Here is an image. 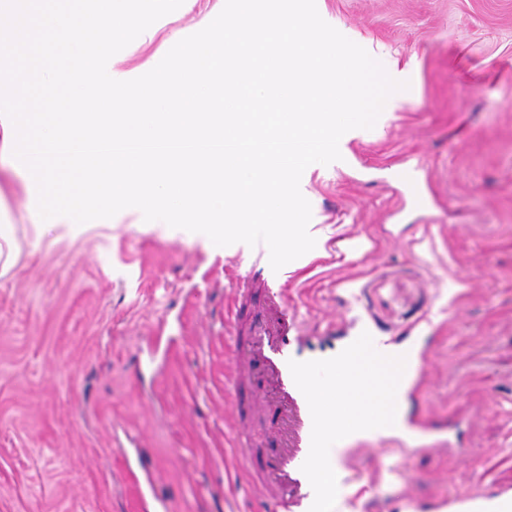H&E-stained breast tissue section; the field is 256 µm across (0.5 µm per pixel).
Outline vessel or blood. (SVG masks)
Segmentation results:
<instances>
[{"label": "vessel or blood", "mask_w": 512, "mask_h": 512, "mask_svg": "<svg viewBox=\"0 0 512 512\" xmlns=\"http://www.w3.org/2000/svg\"><path fill=\"white\" fill-rule=\"evenodd\" d=\"M267 293L268 319L233 325L229 337L234 352L232 369L226 374L224 391L234 401L228 426L233 445L245 467L246 486L265 491L258 512H309L314 491L301 470L311 444L312 418L308 403L292 378L289 360L327 359L337 353L336 344L321 336L304 335L296 310L291 309L275 278L261 280ZM375 349L389 356H405L407 367L423 374L428 343L416 339L399 347L382 336L374 337ZM262 363L266 377L264 394L248 391L246 363ZM275 406L279 414L277 434L280 452L262 466L253 464L254 420L264 406ZM142 502L141 512H168L165 501L153 492L154 476L144 470L130 475Z\"/></svg>", "instance_id": "obj_1"}]
</instances>
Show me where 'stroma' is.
I'll return each mask as SVG.
<instances>
[{
  "instance_id": "1",
  "label": "stroma",
  "mask_w": 512,
  "mask_h": 512,
  "mask_svg": "<svg viewBox=\"0 0 512 512\" xmlns=\"http://www.w3.org/2000/svg\"><path fill=\"white\" fill-rule=\"evenodd\" d=\"M196 0L114 57L148 72L207 26ZM407 89L344 160L306 169L315 247L289 262L288 302L311 336L366 325L429 340L407 415L428 437L386 436L337 476L335 512H451L512 497V0H316ZM431 191L416 207L408 177ZM37 202L0 162V219L22 250L0 277V512H136L131 466L174 512H251L226 425L224 327L236 276L266 246L144 221L52 229L32 244ZM435 442L423 451V441Z\"/></svg>"
}]
</instances>
